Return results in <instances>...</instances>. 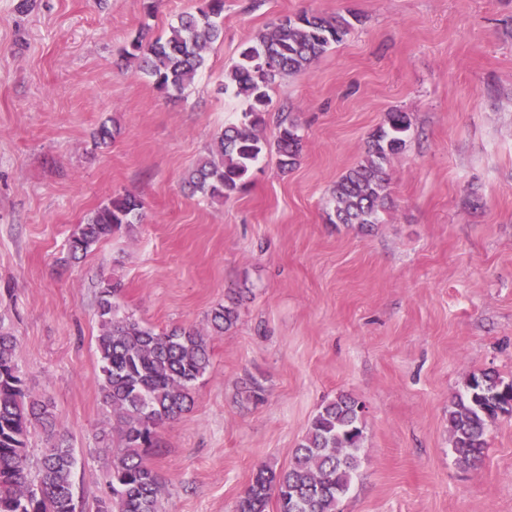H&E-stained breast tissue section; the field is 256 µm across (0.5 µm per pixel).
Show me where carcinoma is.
<instances>
[{"label": "carcinoma", "mask_w": 512, "mask_h": 512, "mask_svg": "<svg viewBox=\"0 0 512 512\" xmlns=\"http://www.w3.org/2000/svg\"><path fill=\"white\" fill-rule=\"evenodd\" d=\"M350 28L343 17L302 12L279 19L245 45L224 90L247 108L240 121L225 126L217 136L212 157L193 169L189 185L194 191L221 200L246 187L268 145L260 131L266 125L269 90L285 75L307 72ZM149 30L147 24L140 28L124 50L126 59L152 80L158 92L181 93L223 34L224 0H199L194 10L178 16L164 37L152 38ZM410 128L408 113H387L370 135L367 157L336 181V223L362 228L378 223L387 198L385 165L405 148ZM274 144L281 168L295 166L301 150L296 125L280 123ZM141 209L137 197L114 195L73 232L71 256L77 259L100 241L139 223ZM117 290L112 280L102 281L98 300L101 390L118 441L112 449L108 493L98 499L96 512H160L163 486L146 456L156 447L158 430L190 407L192 389L209 367V348L206 336L195 328L158 332L120 314ZM237 319L235 307L221 306L211 313V330L222 334ZM17 349L16 338L0 332V512H77L74 449L55 440L50 399L28 393ZM362 413V403L348 394L324 404L288 468H259L240 497L237 512H267L273 499L278 512H338L358 467ZM504 416H512V382L491 370L471 375L448 410L452 451L459 464L475 467L483 461L489 429ZM35 426L46 434L48 448L32 480L27 441Z\"/></svg>", "instance_id": "cac0c4a2"}]
</instances>
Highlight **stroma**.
<instances>
[{"instance_id":"1","label":"stroma","mask_w":512,"mask_h":512,"mask_svg":"<svg viewBox=\"0 0 512 512\" xmlns=\"http://www.w3.org/2000/svg\"><path fill=\"white\" fill-rule=\"evenodd\" d=\"M195 0H0V330L74 448L83 512L107 490L99 284L158 331H207L193 402L148 463L162 512H234L260 466L287 468L323 404L361 401L360 464L339 512H512V417L482 464L456 463L448 409L471 374L512 381V0H224V37L166 97L125 59ZM357 14L344 41L270 91L263 135L294 123L293 169L268 151L223 201L185 180L244 104L222 84L278 18ZM409 114L370 231L333 224L331 190L387 112ZM116 128L95 144L100 125ZM140 223L70 260L76 226L113 194ZM238 313L234 306H220L211 313L210 326L215 334H223L237 321Z\"/></svg>"}]
</instances>
